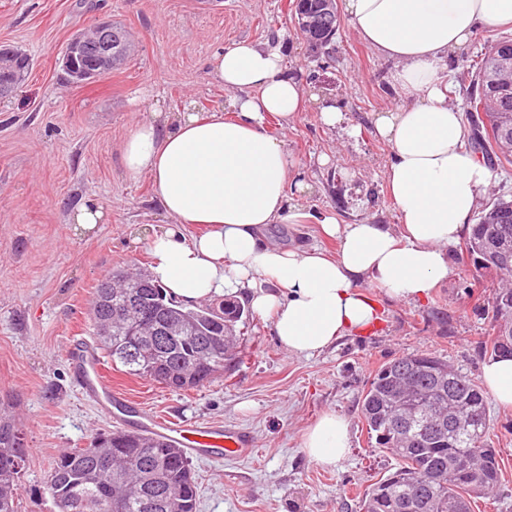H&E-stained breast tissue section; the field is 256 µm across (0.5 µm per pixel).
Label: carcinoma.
I'll use <instances>...</instances> for the list:
<instances>
[{
  "mask_svg": "<svg viewBox=\"0 0 512 512\" xmlns=\"http://www.w3.org/2000/svg\"><path fill=\"white\" fill-rule=\"evenodd\" d=\"M296 30L313 50L331 45L341 27L336 0H298ZM133 47L130 34L112 26V59ZM512 41L498 40L483 57L466 65L471 91L464 102L476 131L477 149L490 162L512 164V153L495 146L512 139V125L496 122L499 112L512 113V90L504 76L512 70ZM469 254L482 263L478 274L512 279V201L495 198L478 214L466 240ZM115 269L94 288L89 320L93 334L115 364L130 376L148 379L175 392L210 382L238 359L236 325L249 310L232 297L218 306L185 308L145 270L140 300L153 319L164 323L183 319L182 335L138 360L126 350L138 339L140 320L118 318L102 303L112 293ZM491 329L485 351L512 357V288H497L491 302ZM112 326V335L101 331ZM457 412L462 426L448 428V414ZM361 419L375 447L391 454L396 470L374 483L360 501V512H471V500L493 493L501 484L496 449L490 441L488 398L480 383L448 360L431 354H409L382 364L362 395ZM22 429L0 414V512H18L20 474L27 448ZM475 457L476 479L457 472L441 484L439 476L459 459ZM47 488L59 512H196V487L187 458L162 439L116 428L94 438L87 448H70L57 458Z\"/></svg>",
  "mask_w": 512,
  "mask_h": 512,
  "instance_id": "1",
  "label": "carcinoma"
}]
</instances>
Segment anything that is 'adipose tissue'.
Here are the masks:
<instances>
[{"label": "adipose tissue", "instance_id": "adipose-tissue-1", "mask_svg": "<svg viewBox=\"0 0 512 512\" xmlns=\"http://www.w3.org/2000/svg\"><path fill=\"white\" fill-rule=\"evenodd\" d=\"M344 11L359 38L396 63L392 84L404 100L377 116L375 129L392 149L386 181L399 234L324 212L314 220L322 235L339 239L337 257L267 238L268 225L303 219L289 197L285 141L268 130L269 118L287 127L305 103L277 39L213 54L212 74L230 93L233 117L220 109L200 114L191 101L176 112L158 108L134 125L121 150L127 175L148 176L173 220L148 242L151 270L169 293L188 305L243 294L257 315L273 316L279 343L297 355L372 324L376 308L362 283L426 299L447 278L448 249L468 232L492 179L467 145L460 106L448 99L449 61L478 26L512 24V0H344ZM190 224L203 232L186 236ZM482 379L493 400L512 409V358L486 360ZM303 448L336 466L349 450L345 420L323 414Z\"/></svg>", "mask_w": 512, "mask_h": 512}]
</instances>
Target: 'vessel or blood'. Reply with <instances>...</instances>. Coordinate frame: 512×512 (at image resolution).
Masks as SVG:
<instances>
[{"label":"vessel or blood","mask_w":512,"mask_h":512,"mask_svg":"<svg viewBox=\"0 0 512 512\" xmlns=\"http://www.w3.org/2000/svg\"><path fill=\"white\" fill-rule=\"evenodd\" d=\"M68 361L80 389L102 413L109 415L116 409L131 413L136 431L177 442L189 456L204 460L245 457L255 446L250 433L240 428L213 426L191 430L135 408L123 393L113 389L103 373L101 357L91 353L87 346L72 345L68 350Z\"/></svg>","instance_id":"vessel-or-blood-1"}]
</instances>
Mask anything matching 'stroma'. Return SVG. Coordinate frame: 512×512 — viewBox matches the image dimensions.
<instances>
[{
  "instance_id": "stroma-1",
  "label": "stroma",
  "mask_w": 512,
  "mask_h": 512,
  "mask_svg": "<svg viewBox=\"0 0 512 512\" xmlns=\"http://www.w3.org/2000/svg\"><path fill=\"white\" fill-rule=\"evenodd\" d=\"M294 2L0 0V45L33 58L26 80L0 100V401L12 405L27 439L18 512H57L46 481L59 452L86 447L117 426L73 383L66 351L76 339L94 342L88 308L98 280L116 268L149 269L147 240L172 222L149 177L124 174L121 145L154 104L171 112L189 99L201 112L223 106L229 94L210 75L216 50L282 37L289 67L309 96L288 128L270 126L295 160L294 180L304 185L292 192L293 204L311 215L333 213L342 224L367 221L398 231L385 184L391 146L373 125L377 113L401 100L391 85L395 63L372 51L346 20L330 58L313 53L295 30ZM102 19L125 27L134 55L94 83L66 84L60 49ZM502 38H512V27L477 29L451 63V101L466 96L464 61ZM325 99L343 111L340 126L322 123ZM89 199L106 220L93 231L76 230L70 215ZM266 234L286 246H317L332 256L339 250L315 224H273ZM451 263L448 279L423 302L364 284L379 322L311 357L288 352L271 320L253 314L237 326L241 362L197 389L174 392L112 363L106 371L144 410L178 424L251 432L252 455L193 461L197 512H359L364 490L395 467L371 446L360 417V395L377 366L432 352L481 375L497 282L474 273L464 244L452 248ZM329 411L345 418L350 437L347 456L333 467L302 447L307 430ZM488 414L502 483L495 496L474 499L472 510L512 512V411L493 403Z\"/></svg>"
}]
</instances>
